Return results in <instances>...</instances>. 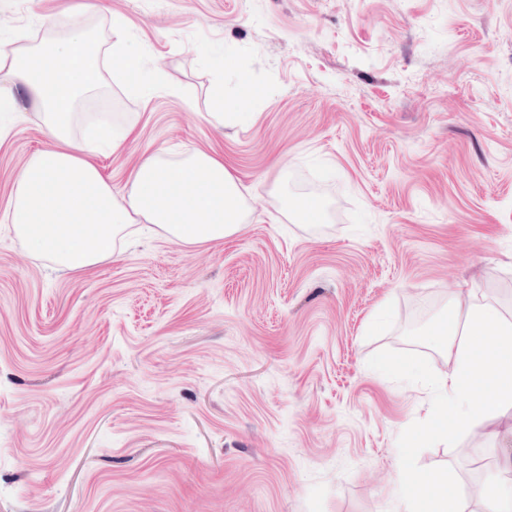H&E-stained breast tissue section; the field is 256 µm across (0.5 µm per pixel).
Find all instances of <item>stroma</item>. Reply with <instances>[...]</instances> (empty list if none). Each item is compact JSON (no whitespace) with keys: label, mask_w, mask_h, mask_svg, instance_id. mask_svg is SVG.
Returning <instances> with one entry per match:
<instances>
[{"label":"stroma","mask_w":512,"mask_h":512,"mask_svg":"<svg viewBox=\"0 0 512 512\" xmlns=\"http://www.w3.org/2000/svg\"><path fill=\"white\" fill-rule=\"evenodd\" d=\"M50 15L100 44L121 17L168 83L105 72L96 111L136 124L93 157L113 190L214 149L250 216L75 272L0 223V512H397L404 451L479 512L512 437L428 427V333L460 288L512 314V0H0V39ZM0 124L1 212L49 139ZM309 194L324 221L284 209Z\"/></svg>","instance_id":"35a3bbf8"}]
</instances>
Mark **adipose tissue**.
<instances>
[{"label": "adipose tissue", "instance_id": "ef3b65f1", "mask_svg": "<svg viewBox=\"0 0 512 512\" xmlns=\"http://www.w3.org/2000/svg\"><path fill=\"white\" fill-rule=\"evenodd\" d=\"M112 28L119 37L106 49L89 47L86 31L77 26L39 47L18 36L0 52V80L16 85L31 102L50 139L22 167L6 221L31 254L64 271L98 265L140 224L195 245L237 234L247 218L237 178L212 153L145 156L119 193L102 177L93 154L120 149L135 126L104 114L89 119L79 103L101 87L107 61L113 72L135 78L136 92L155 88L142 78L141 55L121 36L122 19L113 18ZM448 304L432 330L448 369L430 381V419L479 434L486 422L512 413V319L470 290L449 295ZM397 475L398 512H455L447 475L425 483L404 462ZM480 494L487 512H512V456L500 461Z\"/></svg>", "mask_w": 512, "mask_h": 512}]
</instances>
